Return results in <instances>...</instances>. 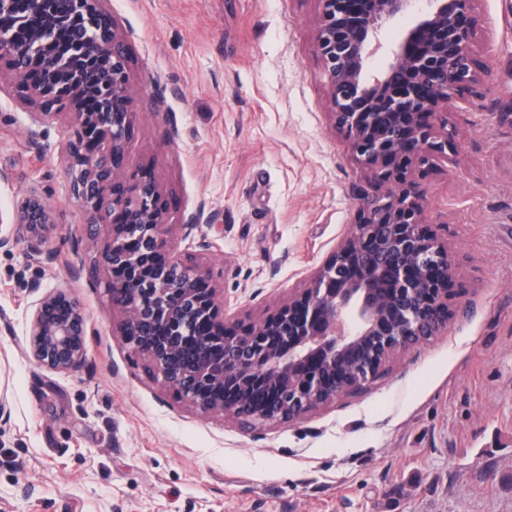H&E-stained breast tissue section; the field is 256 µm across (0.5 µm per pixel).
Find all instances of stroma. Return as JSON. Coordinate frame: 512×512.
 <instances>
[{"instance_id":"obj_1","label":"stroma","mask_w":512,"mask_h":512,"mask_svg":"<svg viewBox=\"0 0 512 512\" xmlns=\"http://www.w3.org/2000/svg\"><path fill=\"white\" fill-rule=\"evenodd\" d=\"M483 97L448 110L454 152L419 179L463 307L361 394L270 428L204 415L152 381L120 338L63 163L70 126L0 76V211L37 191L58 223L0 249V512H512V0H477ZM136 112L127 166L171 202L172 245L198 253L229 314L286 301L350 235L366 171L329 116L318 0H104ZM210 223L184 232L188 215ZM210 249L199 250L200 241ZM70 288L87 361L29 356L34 305Z\"/></svg>"}]
</instances>
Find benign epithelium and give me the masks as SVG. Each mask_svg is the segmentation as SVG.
Listing matches in <instances>:
<instances>
[{
    "label": "benign epithelium",
    "mask_w": 512,
    "mask_h": 512,
    "mask_svg": "<svg viewBox=\"0 0 512 512\" xmlns=\"http://www.w3.org/2000/svg\"><path fill=\"white\" fill-rule=\"evenodd\" d=\"M103 0H0V65L24 103L67 114L63 158L72 195L104 229L101 261L120 336L149 374L203 414L245 428L294 422L362 390L396 354L444 331L454 313L448 248L426 229L415 168L445 155L452 137L432 118L485 85L474 50L485 24L474 0H318L315 43L333 126L369 173L357 189L349 238L288 301L253 322L228 317L213 273L169 244L170 200L157 180L126 167L133 97L124 40ZM409 20L391 39L385 27ZM380 54L385 65L370 67ZM95 62L85 74L72 60ZM390 188L383 189L384 185ZM32 251L57 223L32 193L13 209ZM87 318L66 288L43 296L30 318L33 361L51 372L83 366Z\"/></svg>",
    "instance_id": "benign-epithelium-1"
}]
</instances>
